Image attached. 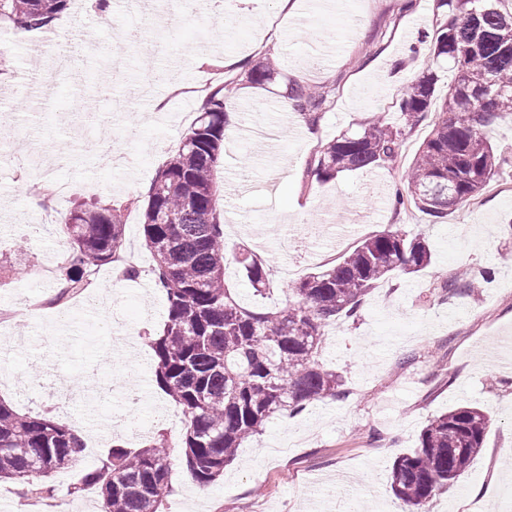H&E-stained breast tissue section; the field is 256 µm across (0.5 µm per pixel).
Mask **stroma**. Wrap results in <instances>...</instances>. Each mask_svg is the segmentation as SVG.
<instances>
[{
  "label": "stroma",
  "mask_w": 512,
  "mask_h": 512,
  "mask_svg": "<svg viewBox=\"0 0 512 512\" xmlns=\"http://www.w3.org/2000/svg\"><path fill=\"white\" fill-rule=\"evenodd\" d=\"M233 0L222 16L180 20L152 31L159 41L153 69L137 45L127 51L123 81L110 82L106 54L114 32L138 19L111 0L109 23L95 25L96 0H81V20L98 49L70 43L79 82L57 76L47 97L18 93V66L38 34L0 23V94L45 144L41 169L0 166V257L22 268L0 279V396L18 412L51 410L84 441L76 467L56 474L55 493L71 512H101L93 490L74 491L79 476L100 467L113 442L163 431L179 439L178 409L157 386L148 335L167 319V300L151 276L117 279L101 266L94 284L71 300L66 326L31 318L23 304L52 292L42 275L53 250L68 247L63 216L80 203L125 205V253L148 268L141 202L157 169L179 149L200 110L196 88L226 82V118L233 124L214 168L224 205L227 250L246 246L270 268L275 301L294 279L324 269L309 242L288 243L289 225L318 228L322 241L346 236L342 252L387 228L427 240L434 257L424 270L398 272L368 295L357 318L329 327L325 367L341 376L343 401L326 400L295 416L271 419L244 443L224 476L202 486L173 459L163 512H401L388 474L394 460L418 445L432 417L477 403L491 412L483 450L453 486L434 495L430 512H512V119L483 132L508 158L469 204L432 220L414 206L394 209L391 194L436 119L428 113L402 140L394 162L322 179L313 159L321 144L372 126L378 117L401 126L402 95L429 66L436 27L446 20L437 0ZM272 57V80L245 94L238 65ZM329 89L319 119L296 133L280 99L287 84ZM72 155L55 165L60 143ZM119 159L106 164V150ZM68 185L63 200L31 207L33 186ZM492 268L489 283L465 297L442 299L439 283L459 268ZM409 365H401L406 355Z\"/></svg>",
  "instance_id": "stroma-1"
}]
</instances>
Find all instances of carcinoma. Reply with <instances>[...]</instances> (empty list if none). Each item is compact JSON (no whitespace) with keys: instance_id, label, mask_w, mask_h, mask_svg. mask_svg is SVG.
I'll use <instances>...</instances> for the list:
<instances>
[{"instance_id":"carcinoma-1","label":"carcinoma","mask_w":512,"mask_h":512,"mask_svg":"<svg viewBox=\"0 0 512 512\" xmlns=\"http://www.w3.org/2000/svg\"><path fill=\"white\" fill-rule=\"evenodd\" d=\"M72 0H0V21L26 31L48 29ZM447 21L435 32L432 61L455 71L438 120L406 171L397 202L414 204L438 220L474 199L503 163L482 128L512 116V0H438ZM275 64L247 67L242 80L261 85ZM435 74L426 72L403 94L404 128L384 120L343 134L314 158L323 178L378 166L397 156L433 104ZM295 106L317 120L326 91L299 81L287 89ZM226 94L215 85L182 148L158 169L148 189L142 226L154 260L155 283L166 292L168 317L152 339L156 384L185 416L178 442L163 432L115 444L102 465L84 473L77 490H96L102 512H161L169 495L170 465L179 455L202 485L216 481L238 448L276 414L296 415L325 399H343V381L320 360L325 328L357 317L365 297L390 273H415L432 263L420 237L384 230L361 240L332 268L310 273L291 287L293 300L250 307L226 287L228 265L223 212L213 168L224 151ZM123 205L76 208L63 217L73 239L61 270L60 303L84 291L97 268L123 250ZM256 296L274 293L267 262L249 249L234 257ZM491 272L465 273L440 285L462 296ZM489 414L464 405L433 417L416 448L390 471L394 495L411 512H427L435 492L458 480L483 449ZM76 434L51 418L16 412L0 402V482L30 481L75 462ZM48 457L57 466L38 471Z\"/></svg>"}]
</instances>
